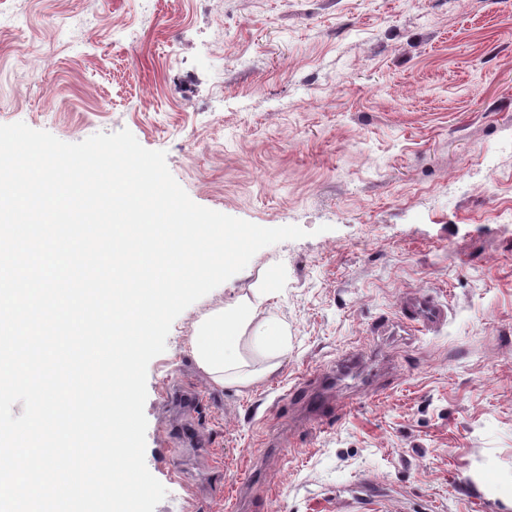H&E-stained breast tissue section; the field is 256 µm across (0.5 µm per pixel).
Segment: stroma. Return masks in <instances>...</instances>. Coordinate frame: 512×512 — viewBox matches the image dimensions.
I'll use <instances>...</instances> for the list:
<instances>
[{
	"instance_id": "obj_1",
	"label": "stroma",
	"mask_w": 512,
	"mask_h": 512,
	"mask_svg": "<svg viewBox=\"0 0 512 512\" xmlns=\"http://www.w3.org/2000/svg\"><path fill=\"white\" fill-rule=\"evenodd\" d=\"M15 122L129 130L196 204L309 232L189 306L150 362L155 512H512V0H0ZM259 283L285 347L242 337L259 379L216 385L185 342ZM418 291L439 329L397 326ZM349 354L341 420L284 402ZM193 417L202 452L171 432Z\"/></svg>"
}]
</instances>
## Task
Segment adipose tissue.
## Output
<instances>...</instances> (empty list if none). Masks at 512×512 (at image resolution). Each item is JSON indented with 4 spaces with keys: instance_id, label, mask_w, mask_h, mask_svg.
Instances as JSON below:
<instances>
[{
    "instance_id": "obj_1",
    "label": "adipose tissue",
    "mask_w": 512,
    "mask_h": 512,
    "mask_svg": "<svg viewBox=\"0 0 512 512\" xmlns=\"http://www.w3.org/2000/svg\"><path fill=\"white\" fill-rule=\"evenodd\" d=\"M263 299L262 292H252L240 297L233 306L202 314L194 323L187 346L198 368L215 384L253 382V375L241 369L239 342L243 336H253L266 349L283 344L280 326L259 316Z\"/></svg>"
}]
</instances>
